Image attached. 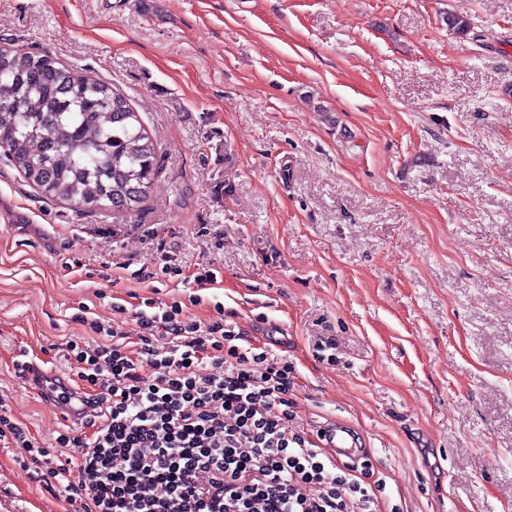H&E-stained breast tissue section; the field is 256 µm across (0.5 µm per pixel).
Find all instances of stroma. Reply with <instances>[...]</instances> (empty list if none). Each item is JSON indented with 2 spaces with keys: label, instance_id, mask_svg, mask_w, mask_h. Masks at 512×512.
<instances>
[{
  "label": "stroma",
  "instance_id": "1",
  "mask_svg": "<svg viewBox=\"0 0 512 512\" xmlns=\"http://www.w3.org/2000/svg\"><path fill=\"white\" fill-rule=\"evenodd\" d=\"M0 46L111 84L161 166L130 216L0 159V408L37 446L68 426L16 364L70 374L78 310L220 303L287 336L297 421L354 428L387 505L512 512V0H0ZM18 453L0 512H71Z\"/></svg>",
  "mask_w": 512,
  "mask_h": 512
}]
</instances>
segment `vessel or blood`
I'll use <instances>...</instances> for the list:
<instances>
[{
	"label": "vessel or blood",
	"mask_w": 512,
	"mask_h": 512,
	"mask_svg": "<svg viewBox=\"0 0 512 512\" xmlns=\"http://www.w3.org/2000/svg\"><path fill=\"white\" fill-rule=\"evenodd\" d=\"M20 372L31 389L40 396L55 401L59 413L66 421L82 422L89 409L85 404V395L72 378L58 372L47 371L37 363L24 361ZM321 447L330 450L337 462L356 460L359 450L351 430L339 423L332 422L322 426L316 434Z\"/></svg>",
	"instance_id": "vessel-or-blood-1"
}]
</instances>
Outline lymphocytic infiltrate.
I'll return each instance as SVG.
<instances>
[{"mask_svg":"<svg viewBox=\"0 0 512 512\" xmlns=\"http://www.w3.org/2000/svg\"><path fill=\"white\" fill-rule=\"evenodd\" d=\"M215 310L203 328L181 302L145 300L136 340L123 342L90 321L113 341L70 345L77 375L100 389L93 432L56 439L81 449L77 464L3 416L0 441L41 463L40 481L73 512H384L383 472L336 462L295 425L294 365L238 345Z\"/></svg>","mask_w":512,"mask_h":512,"instance_id":"obj_1","label":"lymphocytic infiltrate"}]
</instances>
